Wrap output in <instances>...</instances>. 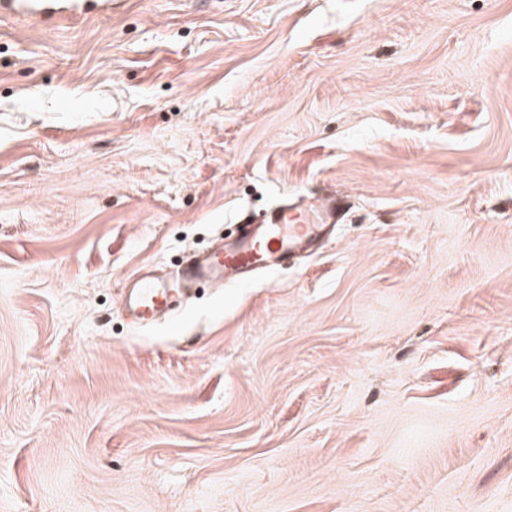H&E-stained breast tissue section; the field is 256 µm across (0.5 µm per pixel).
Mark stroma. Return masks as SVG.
<instances>
[{
  "mask_svg": "<svg viewBox=\"0 0 512 512\" xmlns=\"http://www.w3.org/2000/svg\"><path fill=\"white\" fill-rule=\"evenodd\" d=\"M331 195L315 254L127 316ZM0 512H512V0L0 15Z\"/></svg>",
  "mask_w": 512,
  "mask_h": 512,
  "instance_id": "1",
  "label": "stroma"
}]
</instances>
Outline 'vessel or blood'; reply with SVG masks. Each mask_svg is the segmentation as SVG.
<instances>
[{
	"label": "vessel or blood",
	"instance_id": "1",
	"mask_svg": "<svg viewBox=\"0 0 512 512\" xmlns=\"http://www.w3.org/2000/svg\"><path fill=\"white\" fill-rule=\"evenodd\" d=\"M0 8L34 18L55 9L67 21L81 13L82 0H0ZM339 208L336 200H326L317 211L318 223L308 224L287 206H280L263 223L243 225L235 239L220 242L207 254L187 253L167 279H139L126 295V308L138 323L150 324L180 298L184 287L202 283L238 286L251 283L255 273L277 272L296 251L315 245L325 222L335 219Z\"/></svg>",
	"mask_w": 512,
	"mask_h": 512
}]
</instances>
